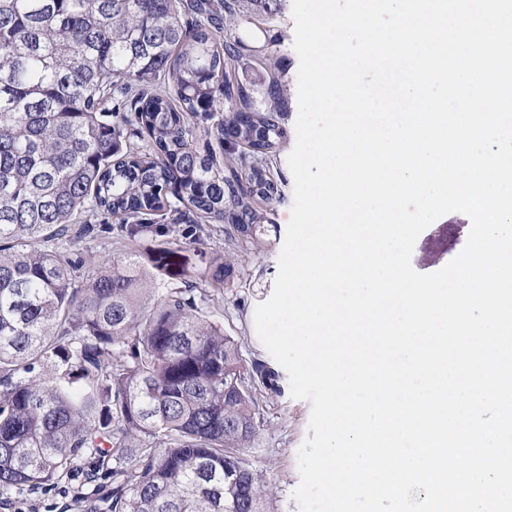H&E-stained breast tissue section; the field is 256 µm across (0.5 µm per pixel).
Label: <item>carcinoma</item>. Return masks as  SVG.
I'll list each match as a JSON object with an SVG mask.
<instances>
[{
  "instance_id": "cac0c4a2",
  "label": "carcinoma",
  "mask_w": 512,
  "mask_h": 512,
  "mask_svg": "<svg viewBox=\"0 0 512 512\" xmlns=\"http://www.w3.org/2000/svg\"><path fill=\"white\" fill-rule=\"evenodd\" d=\"M241 2L0 0V499L85 461L94 512H272L245 450L278 373L242 358L207 291L160 289L206 224L260 246L277 193L286 85L224 32L271 26L279 0ZM246 59L260 83L237 78ZM167 219L153 254L90 276L56 247ZM201 277L232 272L218 256Z\"/></svg>"
}]
</instances>
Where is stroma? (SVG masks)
<instances>
[{
    "label": "stroma",
    "mask_w": 512,
    "mask_h": 512,
    "mask_svg": "<svg viewBox=\"0 0 512 512\" xmlns=\"http://www.w3.org/2000/svg\"><path fill=\"white\" fill-rule=\"evenodd\" d=\"M235 33L249 46L259 50L270 49L287 84L288 108L281 120L285 136L280 142L277 160L278 194L268 210L264 248L247 251L229 246L223 232L215 229L210 236L196 242H187L183 253L199 271L205 268V256L216 251L225 255L233 268L231 283L224 291L212 292L209 309L214 319L223 324L225 333L238 339L244 359L258 362L262 356L250 338L248 314L253 306L266 301L273 291L278 258L294 201V182L287 158L296 142L299 59L293 49L291 0H284L269 33H262L258 28L245 24L237 26ZM272 35L278 38L273 46L268 43ZM467 221L466 215L453 212L440 217L425 229L414 246V269L421 273H431L458 255L460 247L449 237L448 227ZM159 243V235L148 232L130 245L117 237L111 225L102 224L94 237L78 242L77 250L85 260L86 270L92 271L104 265L121 266L129 253L145 254ZM279 384L280 393L267 398L260 430L246 455L253 469L263 475L273 493L274 512H300L293 491L300 480L298 450L308 436L311 404L291 396L288 374H281Z\"/></svg>",
    "instance_id": "stroma-1"
}]
</instances>
